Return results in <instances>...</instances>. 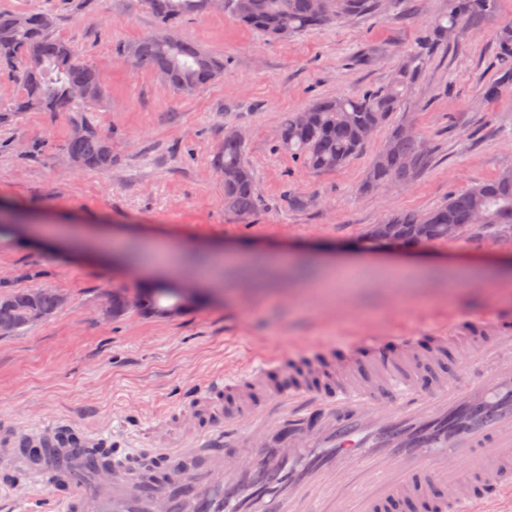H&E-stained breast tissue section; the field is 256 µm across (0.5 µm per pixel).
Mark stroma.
Returning a JSON list of instances; mask_svg holds the SVG:
<instances>
[{
    "label": "stroma",
    "mask_w": 512,
    "mask_h": 512,
    "mask_svg": "<svg viewBox=\"0 0 512 512\" xmlns=\"http://www.w3.org/2000/svg\"><path fill=\"white\" fill-rule=\"evenodd\" d=\"M452 7L453 0H386L381 12L284 40L209 7L181 33L223 60L224 71L181 95L121 52L159 27L144 0H0L2 12L49 13L56 35L100 71L105 94L86 118L112 138L117 155L108 170L72 165L63 145L73 112H25L0 124V205L13 214L0 228V281L68 298L53 316L0 336V432L66 420L102 432L115 459H151L157 413L250 356L355 331L417 330L448 315L512 316V285L473 279L448 288L458 264L512 257V236L470 226L419 253L362 245L389 215L429 211L512 169V68L498 59L512 0H495L491 12L434 40L436 21ZM421 45L426 52L414 59ZM407 67L418 76L391 122L414 129L426 160L406 183L363 186L385 127L333 171L310 172L279 149L286 113L386 88ZM231 130L245 135L261 193L247 218L225 208L212 165ZM215 250L250 255L252 264L213 267L222 290L199 291L178 315L147 316L134 306L103 315L108 293L160 281L141 276L138 265L177 254L185 283ZM318 261L349 262L356 287H305ZM413 262L429 265L413 287L386 284L383 269ZM53 493L0 473V512H37Z\"/></svg>",
    "instance_id": "35a3bbf8"
}]
</instances>
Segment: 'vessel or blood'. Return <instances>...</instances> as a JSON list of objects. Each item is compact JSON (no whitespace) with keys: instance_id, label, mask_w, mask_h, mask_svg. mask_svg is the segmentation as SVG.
<instances>
[{"instance_id":"vessel-or-blood-1","label":"vessel or blood","mask_w":512,"mask_h":512,"mask_svg":"<svg viewBox=\"0 0 512 512\" xmlns=\"http://www.w3.org/2000/svg\"><path fill=\"white\" fill-rule=\"evenodd\" d=\"M343 342L342 358L320 341L260 354L212 376L185 417L159 415L151 431L163 453L149 486L132 456L86 468L81 449L103 437L67 422L8 443L21 471L52 485L43 512H496L512 501V318ZM483 361V380L461 381ZM78 482L100 490L75 496Z\"/></svg>"}]
</instances>
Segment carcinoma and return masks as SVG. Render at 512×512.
<instances>
[{"mask_svg":"<svg viewBox=\"0 0 512 512\" xmlns=\"http://www.w3.org/2000/svg\"><path fill=\"white\" fill-rule=\"evenodd\" d=\"M225 2L244 25L274 38L328 26L341 19L379 11L383 0H145L159 19L158 31L124 48L141 69L157 74L173 90L192 93L214 81L224 70L219 59L193 41L175 34L183 17L198 13L213 2ZM494 0H459L438 21L439 40L473 17L492 11ZM0 62L20 66L21 92L8 111L86 112L104 95L100 73L77 56L72 47L53 34V19L43 12H0ZM416 70H403L384 90L317 100L302 111L287 114L280 126V146L314 172L334 170L363 152L372 132L387 125L401 107ZM65 153L84 169L107 170L117 161L112 140L88 120L76 124L64 146ZM425 151L419 137L398 125L370 163L368 188L407 180L421 164ZM224 177V207L241 217L251 215L260 198L244 141L224 138L213 159ZM479 224L493 231L512 225V170L454 193L448 202L424 213L396 214L373 227L363 238L370 248L412 246L421 241L454 239L461 230ZM170 289L153 287L142 293L141 309L158 315L172 306ZM58 310L53 288L19 289L0 297V323L14 321L16 329L38 322Z\"/></svg>","mask_w":512,"mask_h":512,"instance_id":"carcinoma-1","label":"carcinoma"}]
</instances>
